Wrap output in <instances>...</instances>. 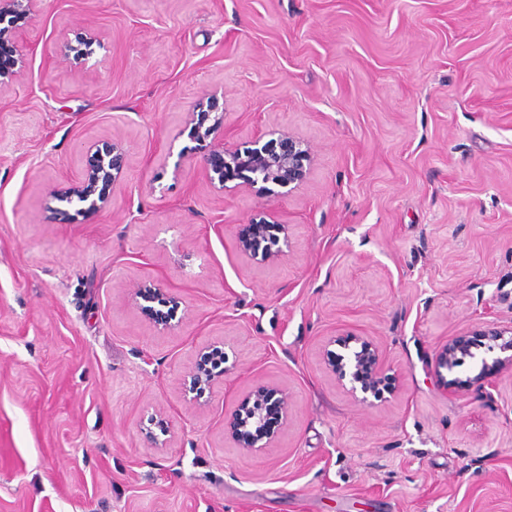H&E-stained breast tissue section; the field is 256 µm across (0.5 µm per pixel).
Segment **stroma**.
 I'll list each match as a JSON object with an SVG mask.
<instances>
[{"instance_id":"stroma-1","label":"stroma","mask_w":512,"mask_h":512,"mask_svg":"<svg viewBox=\"0 0 512 512\" xmlns=\"http://www.w3.org/2000/svg\"><path fill=\"white\" fill-rule=\"evenodd\" d=\"M94 26L93 67L56 46ZM0 92V512H512V373L444 396L424 356L512 323V0H41ZM224 97V140L290 131L304 186L218 195L181 135ZM128 165L109 208L51 218L99 141ZM277 213L286 257L237 243ZM177 301L159 331L131 302ZM378 345L363 404L329 338ZM224 345L201 401L183 382ZM282 384L288 422L248 455L224 413ZM164 411L166 445L145 439ZM131 290L133 304L140 313L154 320V323L162 326V329L175 327V324H172V320L176 318L178 308L163 288H160L152 281L145 280L136 283ZM150 304L167 306L168 310L163 315L158 313L155 306ZM224 345L209 344L198 349L195 361L185 382L184 393L194 394L193 400L198 401L214 384L224 380Z\"/></svg>"}]
</instances>
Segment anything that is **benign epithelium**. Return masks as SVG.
Listing matches in <instances>:
<instances>
[{
	"label": "benign epithelium",
	"instance_id": "obj_1",
	"mask_svg": "<svg viewBox=\"0 0 512 512\" xmlns=\"http://www.w3.org/2000/svg\"><path fill=\"white\" fill-rule=\"evenodd\" d=\"M40 0H0V45L10 49L9 60H0V92L8 89L26 68L25 54L18 50L19 34L15 21L38 12ZM98 41L95 29L87 26L74 39H63L57 52L83 68L92 54V45ZM226 113L216 96L208 97L207 104L185 113L183 131L194 146L188 152L199 157L203 173L219 193H230L236 187L228 186L235 179L267 198H281L299 190L306 182L311 161L309 147L294 134L278 129L267 132L270 139L259 136L245 149L224 145ZM127 167V157L121 144L103 140L87 156L81 178L55 189L52 199L59 206L51 208L54 215L65 216L76 223L105 211L111 202L110 191L116 189ZM288 246V225L280 224L268 212H259L251 219L245 235L238 239L239 251L258 265L279 262ZM134 306L144 316L164 329L174 327L177 305L166 291L152 281L136 283L131 292ZM168 307L161 314L155 305ZM504 353L491 359L495 351ZM326 369L337 383L362 403L373 397L381 399L384 373L379 349L368 336L347 334L329 339L323 349ZM224 345L209 344L198 349L195 361L185 382L184 393L198 401L214 384L224 380ZM442 393L456 395L462 391H476L481 398H492L495 389L492 375L512 372V325L485 322L463 336H454L431 357L425 358ZM479 368L473 377L458 376V369L466 363ZM289 398L286 388L263 384L242 396L234 408L224 414V437L246 454L270 447L275 430L265 428L273 418L280 425L288 420Z\"/></svg>",
	"mask_w": 512,
	"mask_h": 512
}]
</instances>
